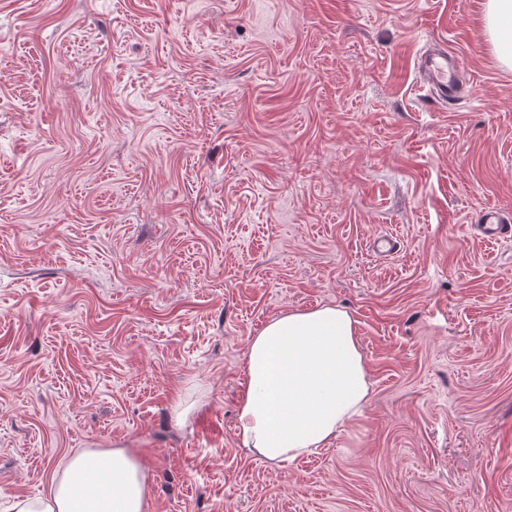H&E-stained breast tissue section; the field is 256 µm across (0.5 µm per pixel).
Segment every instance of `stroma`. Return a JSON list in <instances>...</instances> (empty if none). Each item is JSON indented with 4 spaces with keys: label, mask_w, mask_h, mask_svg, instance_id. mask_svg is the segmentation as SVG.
Segmentation results:
<instances>
[{
    "label": "stroma",
    "mask_w": 512,
    "mask_h": 512,
    "mask_svg": "<svg viewBox=\"0 0 512 512\" xmlns=\"http://www.w3.org/2000/svg\"><path fill=\"white\" fill-rule=\"evenodd\" d=\"M482 4L0 0V512L84 448L138 455L147 512H512V242L471 229L512 211V69ZM323 304L369 401L247 454L249 337ZM418 66L432 92V99L439 104L450 107L466 97L467 88L459 77V64L448 57L446 49L428 50L421 54Z\"/></svg>",
    "instance_id": "stroma-1"
}]
</instances>
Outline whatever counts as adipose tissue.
<instances>
[{
    "label": "adipose tissue",
    "mask_w": 512,
    "mask_h": 512,
    "mask_svg": "<svg viewBox=\"0 0 512 512\" xmlns=\"http://www.w3.org/2000/svg\"><path fill=\"white\" fill-rule=\"evenodd\" d=\"M488 39L512 68V0H485ZM371 394L356 323L344 309L288 310L250 336L237 405L242 448L271 461L331 444ZM144 469L125 448H85L57 466L48 495L16 499L15 512H146Z\"/></svg>",
    "instance_id": "ef3b65f1"
}]
</instances>
